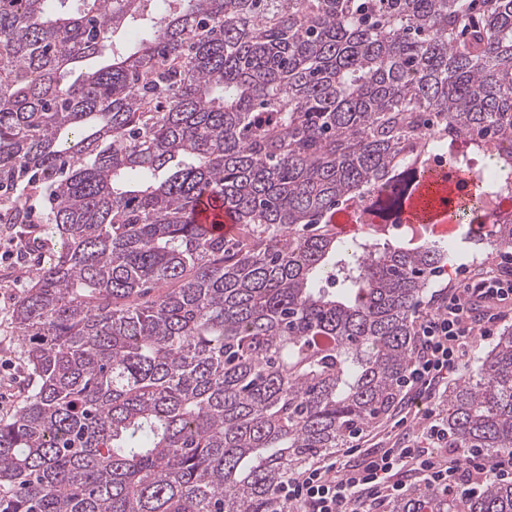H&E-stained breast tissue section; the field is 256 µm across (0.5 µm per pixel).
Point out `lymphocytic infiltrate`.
Listing matches in <instances>:
<instances>
[{"instance_id":"lymphocytic-infiltrate-1","label":"lymphocytic infiltrate","mask_w":512,"mask_h":512,"mask_svg":"<svg viewBox=\"0 0 512 512\" xmlns=\"http://www.w3.org/2000/svg\"><path fill=\"white\" fill-rule=\"evenodd\" d=\"M509 301L512 273L468 276L458 287L440 290L418 324L406 377L424 419L418 433L361 457L351 446L344 455L317 460L279 486L282 512H359L404 495L412 476L442 493L512 481V450L492 458L479 448L448 447V431L437 414L444 380L470 340L492 335Z\"/></svg>"}]
</instances>
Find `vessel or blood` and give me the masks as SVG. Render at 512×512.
<instances>
[{
  "label": "vessel or blood",
  "instance_id": "vessel-or-blood-1",
  "mask_svg": "<svg viewBox=\"0 0 512 512\" xmlns=\"http://www.w3.org/2000/svg\"><path fill=\"white\" fill-rule=\"evenodd\" d=\"M470 189L469 175L460 172L452 178L444 169L425 171L421 187L407 204L402 221L406 224H452L458 206L468 200ZM196 220L217 234L231 229L221 204L211 199L200 204Z\"/></svg>",
  "mask_w": 512,
  "mask_h": 512
}]
</instances>
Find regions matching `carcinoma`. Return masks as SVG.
Returning <instances> with one entry per match:
<instances>
[{
    "instance_id": "carcinoma-1",
    "label": "carcinoma",
    "mask_w": 512,
    "mask_h": 512,
    "mask_svg": "<svg viewBox=\"0 0 512 512\" xmlns=\"http://www.w3.org/2000/svg\"><path fill=\"white\" fill-rule=\"evenodd\" d=\"M0 0V206L59 252L12 317L0 512H278L401 402L428 276L512 249V0ZM140 28L133 45L114 36ZM455 219L399 225L425 160ZM236 226L194 220L205 196ZM448 447L512 448V329L448 391ZM512 512V484L389 512Z\"/></svg>"
}]
</instances>
